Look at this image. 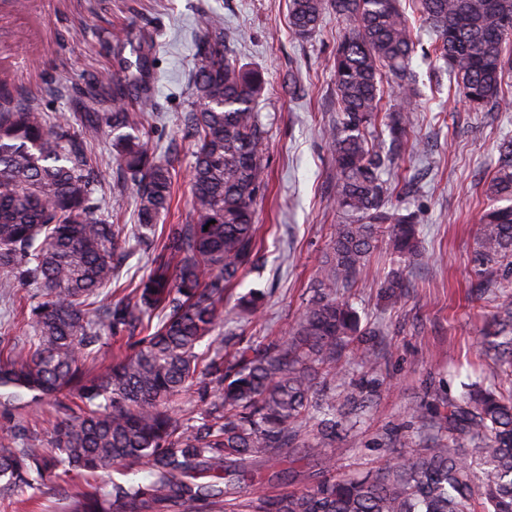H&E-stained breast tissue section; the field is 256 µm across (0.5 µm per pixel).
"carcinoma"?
<instances>
[{
    "label": "carcinoma",
    "mask_w": 512,
    "mask_h": 512,
    "mask_svg": "<svg viewBox=\"0 0 512 512\" xmlns=\"http://www.w3.org/2000/svg\"><path fill=\"white\" fill-rule=\"evenodd\" d=\"M435 35L428 48L399 0H291L292 32L308 37L325 14L346 24L333 72L338 120L325 131L336 167L333 200L342 223L324 254L312 294L284 338L238 346L224 325L239 311L256 315L265 294L251 289L234 307L224 295L259 260L257 201L267 189V125L257 109L262 71L234 59L224 28L209 14L196 20L190 104L182 130L193 143L190 213L159 224L172 198L171 166L155 159L134 129L135 104L156 110L149 84L153 39L127 29L112 41L132 46L135 60L86 82L91 99L112 85L110 109L49 116L0 79V289H34L31 336L0 338V493L44 494L52 478L90 484L112 469L103 493L66 496L61 512H512V386L499 376L462 385L448 412L421 405L407 417L427 428L425 446L389 458L371 476L335 474L336 434L347 420L338 401L363 404L362 388L343 394L317 379L336 372L343 352L375 361L351 304L336 289L366 274L381 232L403 261L421 255L418 220L389 201L383 179L404 150L417 97V52L474 109L509 108L502 77L512 64V0H415ZM403 99L382 110L384 80ZM110 141L121 175L113 190L133 192L136 224H114L101 212L91 144ZM474 248L473 273L492 290L486 354L512 372V140L498 150ZM148 251L149 269L126 295L103 303L121 261ZM109 337L129 350L87 374ZM197 385L201 411L176 405ZM53 401L51 435L37 439L22 414ZM312 428L305 453L326 475L303 488L270 495L245 490L257 467L285 457Z\"/></svg>",
    "instance_id": "1"
}]
</instances>
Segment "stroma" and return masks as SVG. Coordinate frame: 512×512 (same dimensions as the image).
I'll use <instances>...</instances> for the list:
<instances>
[{
    "instance_id": "obj_1",
    "label": "stroma",
    "mask_w": 512,
    "mask_h": 512,
    "mask_svg": "<svg viewBox=\"0 0 512 512\" xmlns=\"http://www.w3.org/2000/svg\"><path fill=\"white\" fill-rule=\"evenodd\" d=\"M24 14L5 18L0 65L15 93L39 101L49 113H72V99L86 79L110 76L117 56L113 30H146L154 40L152 75L158 114L142 117L138 130L150 153L173 167L175 195L168 223L184 221L190 200L192 145L180 116L187 106L196 17L219 16L237 33L238 61L261 69L267 80L260 110L267 124L269 187L259 206L261 261L247 270L241 289L266 294L261 316L242 315L236 342L250 345L288 335L308 298V288L327 249L339 213L331 198L336 169L322 132L336 122L333 56L343 25L325 15L309 38L295 36L288 0H26ZM423 78L409 104L415 126L405 153L386 173L393 204L419 216L421 259L398 264L387 244L369 258L368 271L341 295L374 329L375 364L342 358L338 369L363 386L368 401L340 431L336 472L363 476L395 452L422 446L425 432L406 410L420 404L432 412L458 397L465 379L491 376L495 366L480 354L489 306L474 286L472 254L487 205L484 182L498 158L496 146L512 138V109L474 111L447 87L436 86L433 69L414 59ZM402 270L408 289L401 298L382 287ZM30 292L0 294V334L25 340ZM316 461L296 450L267 463L248 489L293 491L320 477Z\"/></svg>"
}]
</instances>
